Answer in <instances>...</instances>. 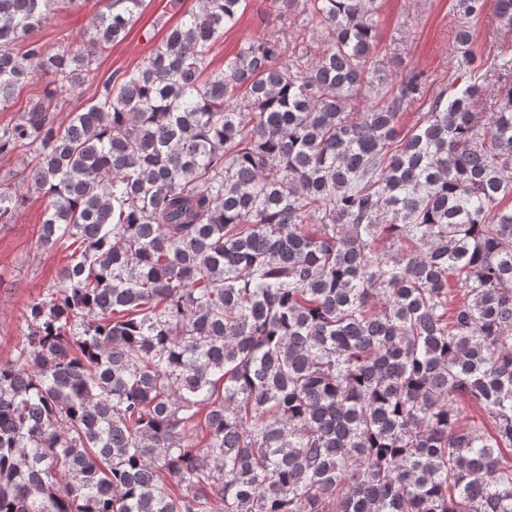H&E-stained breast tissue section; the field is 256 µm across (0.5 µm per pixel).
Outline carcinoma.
<instances>
[{"mask_svg":"<svg viewBox=\"0 0 512 512\" xmlns=\"http://www.w3.org/2000/svg\"><path fill=\"white\" fill-rule=\"evenodd\" d=\"M143 2L52 50L63 0H0V111L44 83L0 224L25 186L71 250L0 363V512H512V51L404 132L378 0H273L311 35L211 72L248 0H195L60 116Z\"/></svg>","mask_w":512,"mask_h":512,"instance_id":"cac0c4a2","label":"carcinoma"}]
</instances>
